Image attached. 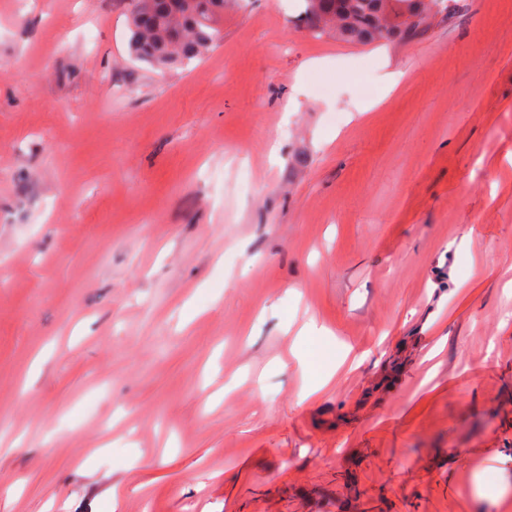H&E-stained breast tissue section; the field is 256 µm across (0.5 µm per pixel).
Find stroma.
<instances>
[{
	"label": "stroma",
	"mask_w": 512,
	"mask_h": 512,
	"mask_svg": "<svg viewBox=\"0 0 512 512\" xmlns=\"http://www.w3.org/2000/svg\"><path fill=\"white\" fill-rule=\"evenodd\" d=\"M133 8L0 0V512H512V0ZM224 0H136L131 18L134 57L158 68L201 59L217 37ZM305 1L303 20L312 31H332L337 39L360 45L411 40L427 26L431 6L438 12L449 8L447 0Z\"/></svg>",
	"instance_id": "35a3bbf8"
}]
</instances>
